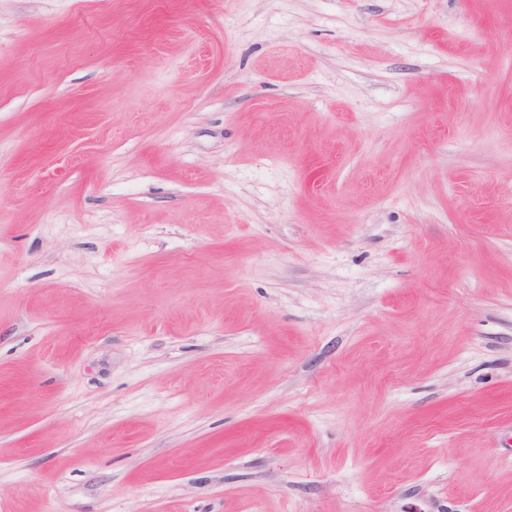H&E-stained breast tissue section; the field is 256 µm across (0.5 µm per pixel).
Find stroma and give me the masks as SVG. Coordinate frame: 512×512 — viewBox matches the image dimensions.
Returning a JSON list of instances; mask_svg holds the SVG:
<instances>
[{
    "label": "stroma",
    "mask_w": 512,
    "mask_h": 512,
    "mask_svg": "<svg viewBox=\"0 0 512 512\" xmlns=\"http://www.w3.org/2000/svg\"><path fill=\"white\" fill-rule=\"evenodd\" d=\"M0 512H512V0H0Z\"/></svg>",
    "instance_id": "1"
}]
</instances>
